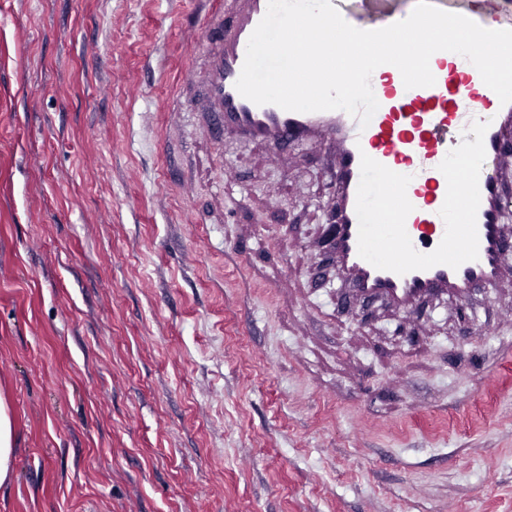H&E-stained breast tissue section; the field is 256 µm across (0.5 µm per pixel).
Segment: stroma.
Wrapping results in <instances>:
<instances>
[{
	"label": "stroma",
	"instance_id": "1",
	"mask_svg": "<svg viewBox=\"0 0 512 512\" xmlns=\"http://www.w3.org/2000/svg\"><path fill=\"white\" fill-rule=\"evenodd\" d=\"M206 0H0V512H512V288L314 287L318 151L193 131ZM13 424L8 406L0 399V485L12 475Z\"/></svg>",
	"mask_w": 512,
	"mask_h": 512
}]
</instances>
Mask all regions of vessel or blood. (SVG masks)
<instances>
[{
  "instance_id": "b4317fda",
  "label": "vessel or blood",
  "mask_w": 512,
  "mask_h": 512,
  "mask_svg": "<svg viewBox=\"0 0 512 512\" xmlns=\"http://www.w3.org/2000/svg\"><path fill=\"white\" fill-rule=\"evenodd\" d=\"M438 9L458 12L487 29H512L495 0L478 7L454 0H431ZM268 0H224L205 22L202 73L184 71L182 81L196 85L193 108L201 133L233 136L280 151L288 145L329 147L326 172L333 184L327 222L321 230L319 272L341 288L342 309L357 315L383 304L408 320L421 319L440 299L459 304L497 288L512 275V226L502 213L512 203V103L504 105L465 57L439 51L430 63L435 83L405 88L400 71L384 64L370 83L379 107L367 127L344 111L292 112L273 104L256 105L236 89L248 40L264 17ZM487 123L486 158L479 176L477 260L453 269L436 265L403 275L375 268L358 254L357 188L360 157L368 155L390 170L410 176L407 197L413 206L405 221L414 248L433 251L445 234L439 211L447 181L439 166L458 146L473 122Z\"/></svg>"
}]
</instances>
